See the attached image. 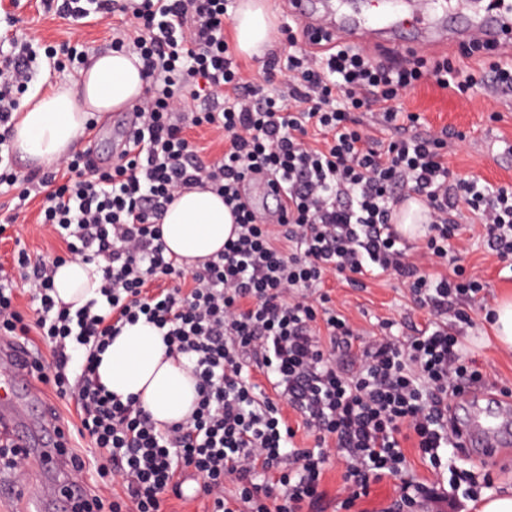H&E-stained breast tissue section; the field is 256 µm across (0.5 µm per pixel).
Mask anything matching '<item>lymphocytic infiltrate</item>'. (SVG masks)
Wrapping results in <instances>:
<instances>
[{"instance_id": "1", "label": "lymphocytic infiltrate", "mask_w": 512, "mask_h": 512, "mask_svg": "<svg viewBox=\"0 0 512 512\" xmlns=\"http://www.w3.org/2000/svg\"><path fill=\"white\" fill-rule=\"evenodd\" d=\"M228 4L48 0L75 22L129 20L113 26L112 46L138 58L146 86L133 106V145L108 169L91 167L77 147L52 169L18 176L11 131L39 54L32 41L0 40L8 46L0 54V186L17 192L0 234L37 197L40 223L66 250L46 261L21 248L13 268L0 266V335L49 348L33 357L32 373L73 404L79 435L112 478L71 512H164L169 497L188 494L210 500L211 512H313L333 463L348 512L387 476L398 485L385 512H419L423 485L407 474L403 443L413 441L435 469L444 453H461L448 404L480 382L465 350L464 305L486 284L448 264L459 250L457 218L473 215L487 253L512 265V189L454 174L448 151L459 132L425 129L399 99L430 78L463 95L475 74L422 55L412 67H389L340 40L307 49L286 24L287 55L266 62L282 77L268 92L236 60L224 32ZM360 110L391 139L368 134ZM193 127L221 133L222 155L205 158L186 134ZM256 171L276 176L288 200L275 221H262L242 196ZM195 185L223 198L237 227L199 269L168 253L159 227ZM411 197L427 222L416 245L392 222ZM68 256L102 275L98 298L74 311L53 297L54 272ZM347 273L359 286L397 275L430 320L402 341L389 322L359 340L321 291L327 275ZM20 287L37 305L35 320L15 303ZM141 319L194 364L198 398L186 421L157 426L138 400L113 396L97 379L98 356ZM286 409L314 447L295 445Z\"/></svg>"}]
</instances>
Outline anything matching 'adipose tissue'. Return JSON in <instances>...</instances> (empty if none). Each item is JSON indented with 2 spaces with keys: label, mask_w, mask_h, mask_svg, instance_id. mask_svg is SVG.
I'll return each mask as SVG.
<instances>
[{
  "label": "adipose tissue",
  "mask_w": 512,
  "mask_h": 512,
  "mask_svg": "<svg viewBox=\"0 0 512 512\" xmlns=\"http://www.w3.org/2000/svg\"><path fill=\"white\" fill-rule=\"evenodd\" d=\"M239 52L252 55L267 44L272 21L263 0H243L233 21ZM144 79L134 56L112 50L98 55L70 86L34 93L23 103L12 144L22 158L47 167L74 147L89 113L133 104ZM164 243L190 267L201 266L224 249L234 218L221 197L207 189L184 191L161 219ZM100 275L82 260L66 261L54 275L57 302L81 307L96 298ZM97 377L114 396L139 399L158 425L185 420L197 400L191 363L168 353L159 330L145 320L124 325L98 361Z\"/></svg>",
  "instance_id": "1"
}]
</instances>
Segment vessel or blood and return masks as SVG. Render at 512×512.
<instances>
[{"mask_svg": "<svg viewBox=\"0 0 512 512\" xmlns=\"http://www.w3.org/2000/svg\"><path fill=\"white\" fill-rule=\"evenodd\" d=\"M288 12L310 26L341 35L368 47L370 32L388 33L391 43L408 46L436 41L440 31L454 35V47L477 40L497 47L512 39V0H486L482 12L466 14L449 7L447 0H288ZM29 353L23 343H0V364L7 374L0 378V398L24 391L39 406L35 423H28L15 408L0 410V437L10 446L28 449L43 470L57 477L55 512H69L71 497L79 487L68 478L66 459L55 439L63 426L44 406L25 363ZM468 409L459 427L465 447L473 454L494 458L497 449L512 446V397L486 389H469L458 395L452 412Z\"/></svg>", "mask_w": 512, "mask_h": 512, "instance_id": "1", "label": "vessel or blood"}]
</instances>
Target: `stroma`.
I'll use <instances>...</instances> for the list:
<instances>
[{"label": "stroma", "instance_id": "obj_1", "mask_svg": "<svg viewBox=\"0 0 512 512\" xmlns=\"http://www.w3.org/2000/svg\"><path fill=\"white\" fill-rule=\"evenodd\" d=\"M19 14L22 22L17 28L18 37L33 35L43 44L52 46L80 42L90 46L95 54L111 48V20L76 24L46 10L41 0H24ZM400 101L405 109L419 113L430 131L448 127L463 132V140L452 144L448 157V164L455 173L477 175L497 185L512 186V158L502 156L505 142H512V95L493 103L479 84L462 97L427 83L404 92ZM462 236L468 251L462 255L461 265L467 274L487 284L483 297L472 302L469 308L473 326L466 337L468 353L476 358L485 384L512 389V352L496 345L484 320L485 309L494 308L503 293L512 292V271L502 268L495 258L488 256L476 228L464 225ZM324 287L330 290L337 310L366 331L378 329L383 321L392 320L407 335L412 325H424L428 317L426 311L412 304L407 290L391 277L357 288L343 276L332 275L326 279ZM406 456L411 474L426 486L424 512H475L470 499L457 495L453 489L448 470H431L417 449H407ZM456 465L469 470L475 481L491 477L492 493L512 489V447L501 449L491 462L463 457L457 459Z\"/></svg>", "mask_w": 512, "mask_h": 512}]
</instances>
